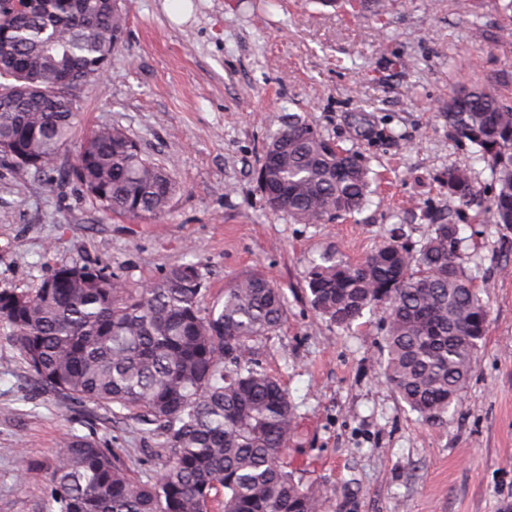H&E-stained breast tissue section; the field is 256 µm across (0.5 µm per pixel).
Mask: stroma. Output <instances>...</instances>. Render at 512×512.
I'll return each instance as SVG.
<instances>
[{
	"label": "stroma",
	"mask_w": 512,
	"mask_h": 512,
	"mask_svg": "<svg viewBox=\"0 0 512 512\" xmlns=\"http://www.w3.org/2000/svg\"><path fill=\"white\" fill-rule=\"evenodd\" d=\"M506 2L386 0L382 15L354 16L318 0H124L123 44L74 92L79 130L124 127L170 169L171 206L158 222L134 223L102 213L74 184L0 165V289L34 290L75 260L137 284L191 260L213 302L262 271L287 311L276 333L254 338L253 358L288 393L295 430L281 460L321 512H512V230L491 223L490 171L443 115L449 95L471 85L512 105ZM288 112L362 155L371 194L361 213L298 224L268 210L256 170L271 115ZM452 166L476 177L468 209L448 201ZM448 220L490 317L458 409L427 422L384 381L380 314L348 328L319 317L305 274L394 236L420 247ZM90 428L132 477L163 470V437L135 413L43 390L0 324V512H46V465L68 433Z\"/></svg>",
	"instance_id": "1"
}]
</instances>
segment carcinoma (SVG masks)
Segmentation results:
<instances>
[{"label": "carcinoma", "mask_w": 512, "mask_h": 512, "mask_svg": "<svg viewBox=\"0 0 512 512\" xmlns=\"http://www.w3.org/2000/svg\"><path fill=\"white\" fill-rule=\"evenodd\" d=\"M127 13L107 0H43L32 15L0 7V163L45 174L62 169L104 213L156 221L176 193L170 171L146 156L119 125L77 136L72 90L104 73L122 43ZM24 63V71L16 69ZM448 134L478 148L494 183L493 222L512 228V106L472 86L448 97ZM270 211L300 224L359 213L369 169L294 114L272 135L257 171ZM448 201L479 196L467 169L446 173ZM458 225H434L417 249L389 240L355 263L325 258L306 283L312 307L350 326L385 311V377L421 418L456 408L485 339L489 311L458 259ZM0 321L49 391L79 403L139 412L164 436L168 462L153 482L131 478L94 431L72 432L50 464L48 512H320L321 500L280 463L295 417L275 377L253 364L250 341L286 318L281 288L260 273L207 305L197 263L168 268L146 286L105 267L74 261L28 292L0 289Z\"/></svg>", "instance_id": "carcinoma-1"}]
</instances>
